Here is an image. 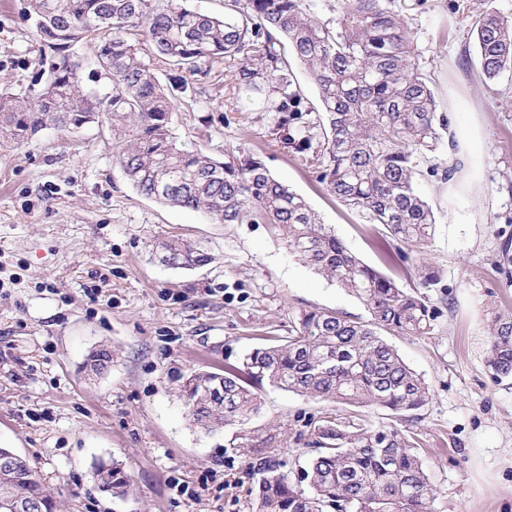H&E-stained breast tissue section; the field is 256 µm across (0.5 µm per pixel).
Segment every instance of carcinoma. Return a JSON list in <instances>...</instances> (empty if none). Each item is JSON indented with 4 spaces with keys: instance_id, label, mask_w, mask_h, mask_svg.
Here are the masks:
<instances>
[{
    "instance_id": "cac0c4a2",
    "label": "carcinoma",
    "mask_w": 512,
    "mask_h": 512,
    "mask_svg": "<svg viewBox=\"0 0 512 512\" xmlns=\"http://www.w3.org/2000/svg\"><path fill=\"white\" fill-rule=\"evenodd\" d=\"M318 0H230L214 17L180 0H33L35 34L49 51L48 72L32 99L0 95V143L19 144L48 127L76 130L108 115L113 157L141 195L158 203L203 210L224 224H273L289 248L327 279L352 293L369 318L331 310L300 316L291 336L257 347L234 371H193L180 385L185 415L214 433L229 422L246 424L262 409L260 388H279L349 406L383 408L392 421L375 428L363 417L329 412L310 418L315 454L298 480L276 457H262L252 512H429L435 488L418 455V439L399 423L418 418L428 404L425 382L382 333L423 336L437 310L423 293L353 255L306 201L274 178L260 158L227 162L177 146L170 118L202 66L224 60L231 83L265 94L279 113L277 131L309 164L327 190L368 224L384 227L415 253L433 235L435 217L417 190L419 159L437 151L449 117L417 55L406 0H336L332 16L317 17ZM476 64L485 85L512 73V17L496 11L471 24ZM98 39V66L112 91H82L74 49ZM149 46L177 71L163 84L138 59ZM304 66L319 94L311 107L294 86L285 49ZM160 261L177 268L207 264L201 246L183 239L158 245ZM113 361L93 352L94 374ZM488 370L512 376V314L490 329ZM0 465V512H56L51 492L25 460ZM99 490L124 497L130 486L120 464L100 461ZM307 483L308 488L301 487Z\"/></svg>"
}]
</instances>
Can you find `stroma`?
<instances>
[{
	"instance_id": "stroma-1",
	"label": "stroma",
	"mask_w": 512,
	"mask_h": 512,
	"mask_svg": "<svg viewBox=\"0 0 512 512\" xmlns=\"http://www.w3.org/2000/svg\"><path fill=\"white\" fill-rule=\"evenodd\" d=\"M449 2L428 0L409 24L450 131L470 122L480 143L462 177L419 181L436 218L423 256L438 275L427 295L441 315L430 334L389 341L430 389L411 426L437 490L430 512H512V377L497 382L487 369L488 325L512 313V282L497 264V233L512 231V76L492 91L464 63L472 16H512V0H459L457 11ZM28 8L0 0L1 93L28 94L42 69ZM277 120L264 97L232 89L219 61L195 77L171 131L218 162L259 157L349 251L418 287L415 263L327 191L277 138ZM171 238L202 244L211 262L160 264L156 246ZM314 309L368 316L273 225L224 224L140 195L112 157L107 123L47 128L0 147V442L38 472L63 512H252L260 450L294 462L309 449L308 417L329 402L267 385L247 426L207 434L186 418L179 385L194 370L241 367ZM104 347L112 365L89 373V355ZM244 430L250 445L236 447ZM101 460L129 475L125 498L97 489Z\"/></svg>"
}]
</instances>
